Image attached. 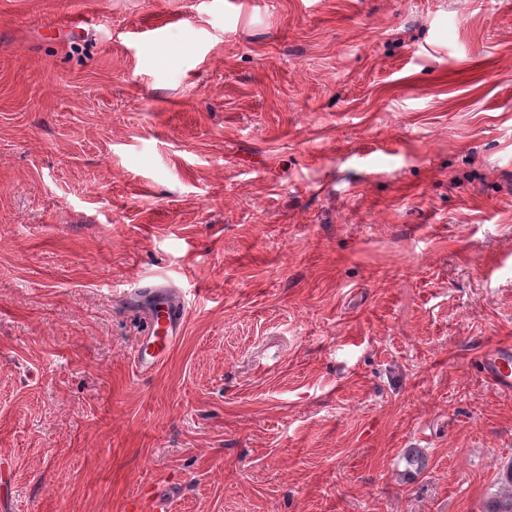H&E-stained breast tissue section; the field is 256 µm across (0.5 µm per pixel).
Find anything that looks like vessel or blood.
Here are the masks:
<instances>
[{
    "label": "vessel or blood",
    "mask_w": 512,
    "mask_h": 512,
    "mask_svg": "<svg viewBox=\"0 0 512 512\" xmlns=\"http://www.w3.org/2000/svg\"><path fill=\"white\" fill-rule=\"evenodd\" d=\"M186 320V307L178 289L161 286L154 291V305L145 318L144 334L133 356L137 374L152 373L168 356L180 338ZM485 377L500 392L512 394V347L499 345L481 356Z\"/></svg>",
    "instance_id": "obj_1"
}]
</instances>
